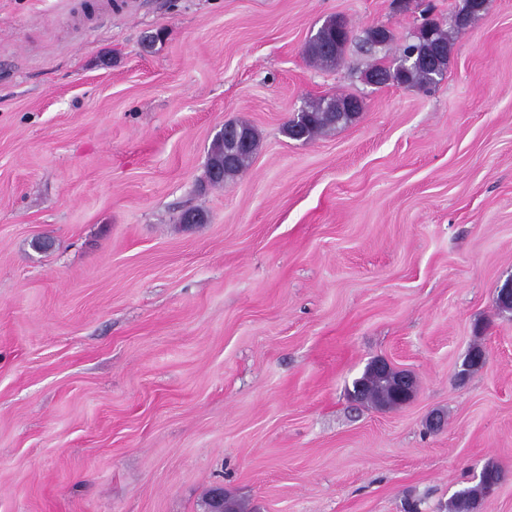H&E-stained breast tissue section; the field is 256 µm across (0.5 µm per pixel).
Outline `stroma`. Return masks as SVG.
I'll return each mask as SVG.
<instances>
[{
  "mask_svg": "<svg viewBox=\"0 0 512 512\" xmlns=\"http://www.w3.org/2000/svg\"><path fill=\"white\" fill-rule=\"evenodd\" d=\"M456 2L0 0V512H205L219 485L253 512H448L489 460L479 512H512V0L454 31L434 92L359 78ZM335 16L353 39L321 68ZM340 94L353 123L284 134ZM227 121L260 146L214 188ZM376 359L410 404L350 400ZM336 22V17L324 22L307 44L310 59L320 66H336L350 40L349 34H343L344 38L338 40L335 28ZM247 134L250 145L245 151L238 152L230 160H226V155L229 150L224 138L220 139L214 137L206 163V180L211 185L217 187H224V185L233 180L236 176L243 173L251 164L254 155L259 146V136L254 127L246 122H235ZM213 162V167L217 166L220 173L213 177L210 170V162Z\"/></svg>",
  "mask_w": 512,
  "mask_h": 512,
  "instance_id": "stroma-1",
  "label": "stroma"
}]
</instances>
